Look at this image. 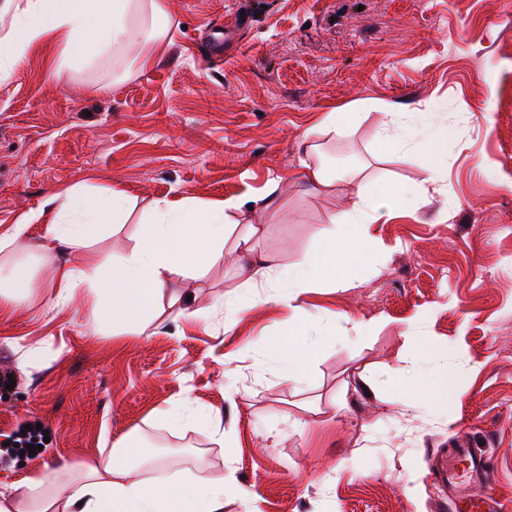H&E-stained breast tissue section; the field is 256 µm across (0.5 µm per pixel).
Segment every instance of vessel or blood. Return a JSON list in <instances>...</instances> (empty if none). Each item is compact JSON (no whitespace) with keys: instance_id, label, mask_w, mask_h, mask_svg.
Returning <instances> with one entry per match:
<instances>
[{"instance_id":"1","label":"vessel or blood","mask_w":512,"mask_h":512,"mask_svg":"<svg viewBox=\"0 0 512 512\" xmlns=\"http://www.w3.org/2000/svg\"><path fill=\"white\" fill-rule=\"evenodd\" d=\"M487 470V456L474 449H435L430 477L445 491L437 504L439 512H499L500 504L492 492L474 494L465 487L467 478Z\"/></svg>"}]
</instances>
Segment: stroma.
Returning a JSON list of instances; mask_svg holds the SVG:
<instances>
[{
  "label": "stroma",
  "instance_id": "1",
  "mask_svg": "<svg viewBox=\"0 0 512 512\" xmlns=\"http://www.w3.org/2000/svg\"><path fill=\"white\" fill-rule=\"evenodd\" d=\"M242 2L168 0L171 41L143 71L103 57L56 76L48 51H30L0 85V231L90 174L138 203L96 244L108 258L134 243L151 200L242 199L277 176L273 206L236 219L261 226L280 265L316 259L350 201L300 179L302 138L351 103L364 117L324 138L323 161L364 166L384 204L435 164L446 191L370 225L382 276L337 255L355 288L310 289L297 313L268 302L264 282L242 287L231 238L224 265L176 284L150 336L92 334L38 274L30 304L0 314V374L14 381L0 384V492L44 462L80 467L137 428L176 449L164 474L234 475L224 512H243V490L261 512H435L431 451L458 443L488 452L491 488L512 512V0H250L246 27ZM385 103L439 113V160L389 153ZM187 297L240 309L229 325L218 309L188 320ZM298 334L316 346L302 384L265 357ZM446 370L447 408L408 409L405 390ZM183 398L215 412L223 443L155 423ZM26 423L50 441L24 457L14 442Z\"/></svg>",
  "mask_w": 512,
  "mask_h": 512
}]
</instances>
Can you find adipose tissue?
Masks as SVG:
<instances>
[{
  "mask_svg": "<svg viewBox=\"0 0 512 512\" xmlns=\"http://www.w3.org/2000/svg\"><path fill=\"white\" fill-rule=\"evenodd\" d=\"M11 26L0 36V81L9 80L18 64L35 48L54 47L56 71L75 62H93L100 55L152 68L167 42V0H0V19ZM360 113L336 108L323 113L305 135L310 159L303 164L313 190L330 192L364 180L362 169L340 174L317 161L319 137L345 135L360 120ZM414 135L397 125L388 141L404 155L429 148L440 130L429 116L413 121ZM134 203L118 184L98 189L82 181L57 191L46 208L23 215L0 232V252H15L16 263L0 264V310L28 304L36 268L48 270L60 283L53 303L82 309L84 323L93 332L148 336L156 309L170 284L195 272L224 263V239L240 210L241 201H203L191 198L152 200L134 244L112 259L102 271L91 248L123 223ZM382 214L364 190H357L350 206L332 216L341 227L340 240L325 243V257L306 261L295 270L274 263L261 252L258 225H250L239 250L237 272L244 285L264 281L274 290L275 302L293 308L305 289L322 283L347 290L355 282L337 271L329 257L336 249L354 255L366 252L367 225ZM45 227L44 238L30 240L31 225ZM313 347L304 341L288 349L271 348L267 357L277 363L282 378L299 383ZM161 456L147 453L136 433L113 439L81 471L64 462L43 463L12 483L9 495L0 494V512H223L227 475L215 482H188L173 477H151L147 471L162 467Z\"/></svg>",
  "mask_w": 512,
  "mask_h": 512,
  "instance_id": "1",
  "label": "adipose tissue"
}]
</instances>
